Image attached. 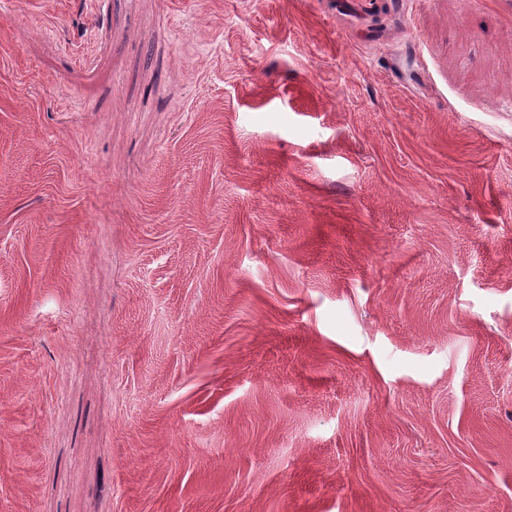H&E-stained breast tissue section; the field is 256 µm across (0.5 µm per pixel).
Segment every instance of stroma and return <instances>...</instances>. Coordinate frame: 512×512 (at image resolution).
Listing matches in <instances>:
<instances>
[{
  "instance_id": "stroma-1",
  "label": "stroma",
  "mask_w": 512,
  "mask_h": 512,
  "mask_svg": "<svg viewBox=\"0 0 512 512\" xmlns=\"http://www.w3.org/2000/svg\"><path fill=\"white\" fill-rule=\"evenodd\" d=\"M0 512H512V0H0Z\"/></svg>"
}]
</instances>
